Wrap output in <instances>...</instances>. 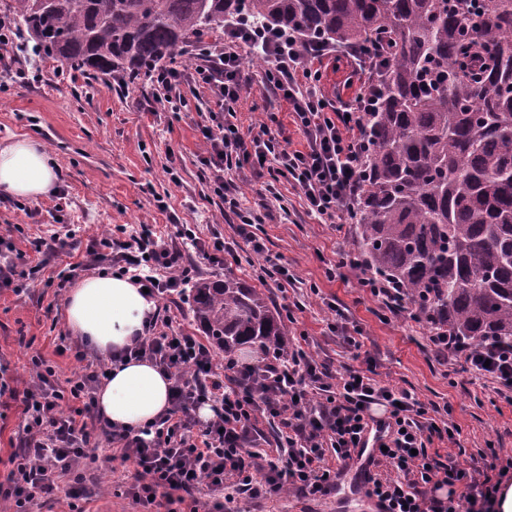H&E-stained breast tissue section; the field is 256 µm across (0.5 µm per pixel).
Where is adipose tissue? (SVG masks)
Here are the masks:
<instances>
[{"label":"adipose tissue","instance_id":"1","mask_svg":"<svg viewBox=\"0 0 512 512\" xmlns=\"http://www.w3.org/2000/svg\"><path fill=\"white\" fill-rule=\"evenodd\" d=\"M59 179L55 161L27 137L0 147V191L18 199L46 197ZM156 305L129 279L109 274L84 278L65 300L66 326L100 355H118L99 387L98 409L113 425L137 430L170 407L171 383L149 359L121 358L142 339Z\"/></svg>","mask_w":512,"mask_h":512}]
</instances>
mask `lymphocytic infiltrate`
I'll list each match as a JSON object with an SVG mask.
<instances>
[{"instance_id":"lymphocytic-infiltrate-1","label":"lymphocytic infiltrate","mask_w":512,"mask_h":512,"mask_svg":"<svg viewBox=\"0 0 512 512\" xmlns=\"http://www.w3.org/2000/svg\"><path fill=\"white\" fill-rule=\"evenodd\" d=\"M257 44L266 54L262 81L288 103L306 139L304 149H290L282 130L267 122L244 134L232 121L236 104L251 88L242 55ZM338 54L332 45H304L277 28L258 29L241 20L225 23L223 41L189 49L190 72L154 68L152 111L176 108L185 86L209 89L216 99L217 109L201 129L203 163L214 192L239 218L235 236L204 241L184 224L165 236L155 225L142 224L128 235L107 231L90 238V262L118 266L153 299L174 298L193 280L190 248L218 267L240 262L245 252L261 256V277L294 284L295 275L280 257L267 253L256 233L263 214L242 207L229 173L247 165L256 175H267L263 191L274 199L277 178L288 177L308 212L323 224L341 223L355 212L370 148L365 116L379 103L376 69L388 48L380 41L348 50L362 78L346 102L327 98L319 86L317 62ZM335 271L341 279H355L389 313L418 320L419 311L404 290L381 282L358 253L342 252ZM427 342L439 360L454 361L475 379L492 381L500 394H512V342L475 345L444 332L428 336ZM70 352L82 368L65 384H58L54 369L37 357L32 382L0 376V398L20 401L24 416L21 449L10 455V468L0 479V495L14 498L19 512H29L36 498L57 490L61 477L98 461L105 442L118 448L121 462L134 466L128 495L144 505L157 503L165 512H175L183 493L203 482L223 492L228 505L240 494L255 498L296 491L321 497L335 488L336 469L357 448L376 406L386 410L390 434L385 450L371 458L366 482L384 512H495L502 484L495 464L463 468L427 454L433 439L454 438L455 425L428 419L429 403L385 384L373 369L331 370L308 343L286 341L279 352L253 363L227 357L219 374L213 351L199 337L150 318L144 338L129 354L150 359L168 376L171 406L137 431L114 427L100 416L101 365L86 361L79 347ZM205 404L214 415L200 425L192 413ZM262 418L276 430L274 448L264 453L256 449Z\"/></svg>"}]
</instances>
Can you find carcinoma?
<instances>
[{"mask_svg":"<svg viewBox=\"0 0 512 512\" xmlns=\"http://www.w3.org/2000/svg\"><path fill=\"white\" fill-rule=\"evenodd\" d=\"M473 2L480 24L453 4ZM246 18L300 40L390 46L356 214L369 267L427 317L480 344L512 340V0H13L37 55L90 75L182 64L189 39ZM226 356L283 345L282 315L230 276L191 283Z\"/></svg>","mask_w":512,"mask_h":512,"instance_id":"carcinoma-1","label":"carcinoma"}]
</instances>
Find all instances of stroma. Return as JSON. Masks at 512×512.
Segmentation results:
<instances>
[{"label": "stroma", "mask_w": 512, "mask_h": 512, "mask_svg": "<svg viewBox=\"0 0 512 512\" xmlns=\"http://www.w3.org/2000/svg\"><path fill=\"white\" fill-rule=\"evenodd\" d=\"M19 66L38 68L42 81L23 85L0 81V144L27 136L42 144L61 171L65 190L62 210L52 208L51 198L18 200L0 193V236L10 237L13 251H0V262L13 252L23 254L32 273L22 291L0 288V364L11 375L28 381L33 376L32 356L52 366L58 379L72 376L76 365L57 347L65 328L66 291L49 284L52 273L82 263V276L98 273L84 265V240L105 230L134 231L153 224L162 233L187 224L197 237L220 234L232 237L236 219L224 211V202L213 192L208 171L201 162V128L216 103L210 91L188 94L180 111L151 113L146 100L147 81L125 88L111 81L86 80L81 73L57 77L59 63L19 54ZM321 88L329 98L348 99L357 84L356 65L348 58L330 59L320 66ZM236 124L248 130L263 113L275 114L288 137L290 149L306 146L289 116L287 102L277 98L260 80H253L249 95L235 107ZM277 188L282 202H271L258 232L270 253L280 255L295 273V286L280 289L273 280H260L248 264L226 263L213 267L202 255L189 259L201 278L231 276L262 289L280 313L294 318L288 330L306 336L311 348L331 369L373 365L380 379L409 390L420 399L448 409V420L457 427L454 441H433L429 453L453 457L461 466L482 465V452L496 448L512 453V404L492 383L472 379L452 363L435 359L426 345L424 324L384 316L380 303L359 288L356 280L341 281L328 271L340 253L354 247L356 226L322 224L311 216L288 178ZM77 224L82 244L52 256L39 253L37 243L51 226ZM343 310L350 326L362 334L365 356L332 336L328 325L336 310ZM79 484L77 502L48 500L33 512H143L116 484L111 464L88 465ZM236 512H336L335 496L307 500L281 494L264 500L238 496Z\"/></svg>", "instance_id": "stroma-1"}]
</instances>
